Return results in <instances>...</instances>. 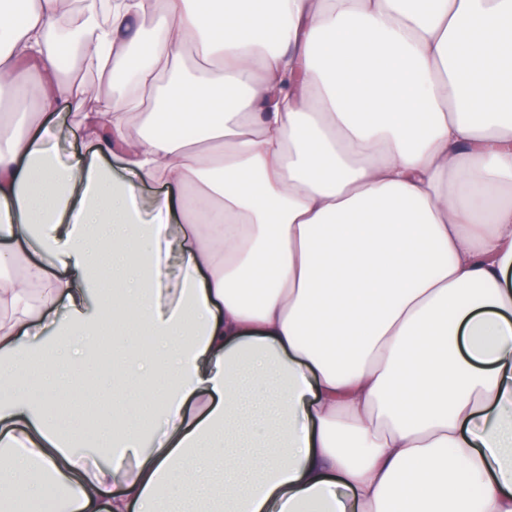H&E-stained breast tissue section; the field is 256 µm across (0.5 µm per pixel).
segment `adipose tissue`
<instances>
[{"label":"adipose tissue","instance_id":"1","mask_svg":"<svg viewBox=\"0 0 512 512\" xmlns=\"http://www.w3.org/2000/svg\"><path fill=\"white\" fill-rule=\"evenodd\" d=\"M65 15L0 0V512H512V0ZM109 322L124 400L62 428L27 375ZM55 112H59V124L49 147L62 162L68 161L74 155L90 151L89 144L83 138L77 124V119L65 103H60Z\"/></svg>","mask_w":512,"mask_h":512}]
</instances>
